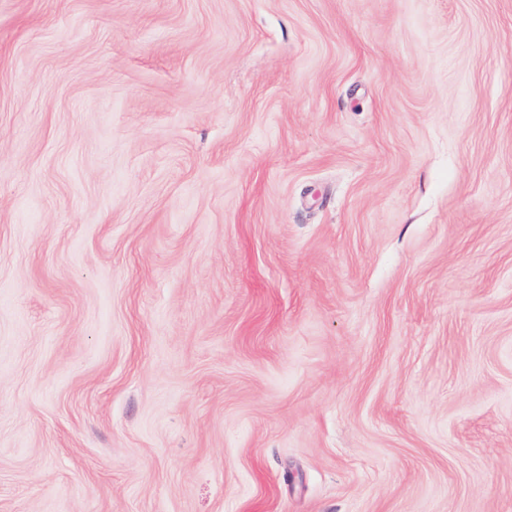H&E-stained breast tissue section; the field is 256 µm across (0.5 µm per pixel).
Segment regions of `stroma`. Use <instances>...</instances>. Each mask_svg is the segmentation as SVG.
<instances>
[{"label": "stroma", "mask_w": 512, "mask_h": 512, "mask_svg": "<svg viewBox=\"0 0 512 512\" xmlns=\"http://www.w3.org/2000/svg\"><path fill=\"white\" fill-rule=\"evenodd\" d=\"M0 512H512V0H0Z\"/></svg>", "instance_id": "1"}]
</instances>
